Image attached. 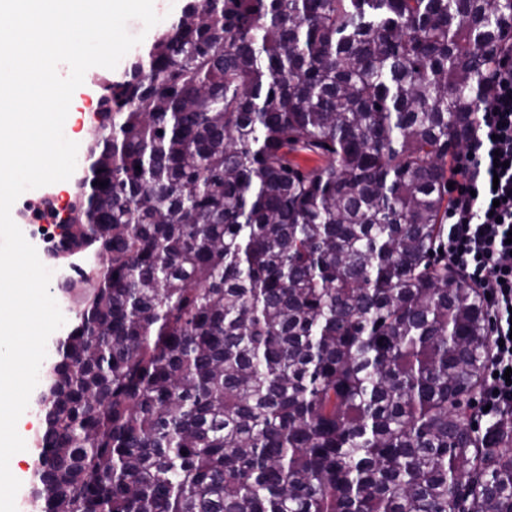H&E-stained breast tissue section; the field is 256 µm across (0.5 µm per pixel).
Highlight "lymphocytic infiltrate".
<instances>
[{
  "label": "lymphocytic infiltrate",
  "instance_id": "f902f5d3",
  "mask_svg": "<svg viewBox=\"0 0 512 512\" xmlns=\"http://www.w3.org/2000/svg\"><path fill=\"white\" fill-rule=\"evenodd\" d=\"M491 104L474 115L475 135L456 168L458 195L448 211L449 267L485 293L494 341L484 370L482 417L493 425L512 420V58L488 75Z\"/></svg>",
  "mask_w": 512,
  "mask_h": 512
}]
</instances>
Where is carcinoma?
<instances>
[{
    "mask_svg": "<svg viewBox=\"0 0 512 512\" xmlns=\"http://www.w3.org/2000/svg\"><path fill=\"white\" fill-rule=\"evenodd\" d=\"M508 54L512 0H189L90 115L37 512H512L439 253Z\"/></svg>",
    "mask_w": 512,
    "mask_h": 512,
    "instance_id": "carcinoma-1",
    "label": "carcinoma"
}]
</instances>
